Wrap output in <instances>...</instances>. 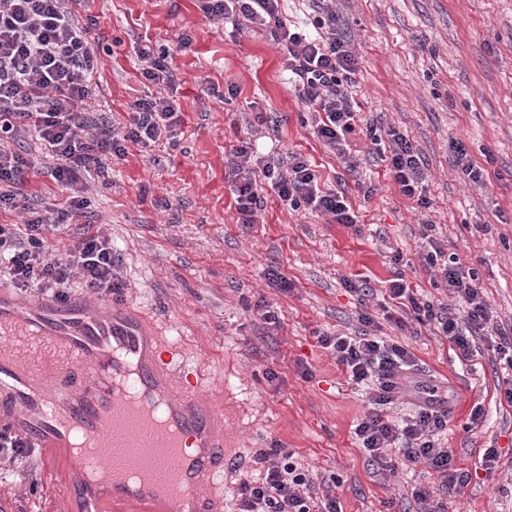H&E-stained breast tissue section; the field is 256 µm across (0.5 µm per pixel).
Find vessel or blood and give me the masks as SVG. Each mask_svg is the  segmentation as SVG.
I'll return each mask as SVG.
<instances>
[{
  "label": "vessel or blood",
  "instance_id": "b4317fda",
  "mask_svg": "<svg viewBox=\"0 0 512 512\" xmlns=\"http://www.w3.org/2000/svg\"><path fill=\"white\" fill-rule=\"evenodd\" d=\"M180 344L161 339L124 303L19 298L0 289V432L41 448L49 471L68 474L67 512H224V468L231 454L203 370H178ZM163 406L170 434L140 464L133 482L116 478L102 495L72 450L76 435L102 445L109 429Z\"/></svg>",
  "mask_w": 512,
  "mask_h": 512
}]
</instances>
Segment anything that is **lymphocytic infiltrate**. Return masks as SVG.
<instances>
[{
	"label": "lymphocytic infiltrate",
	"mask_w": 512,
	"mask_h": 512,
	"mask_svg": "<svg viewBox=\"0 0 512 512\" xmlns=\"http://www.w3.org/2000/svg\"><path fill=\"white\" fill-rule=\"evenodd\" d=\"M86 2L0 0V210L19 208L31 176L40 171L34 158L15 149L27 140L49 159L61 193L46 210L24 208L23 223L0 224V280L59 300L68 298L76 285L109 296L121 294L126 283L112 254L111 237L87 231L57 254L45 230L67 233L91 205L88 176L105 175L110 162L127 160L132 149L172 139L179 124L174 101L163 93L179 81L173 50L149 45L136 51L138 71L158 86V93L127 103L123 123L88 120L100 60L92 42L96 19L83 24L76 15ZM280 2L205 0L202 10L207 17L230 20L237 30L256 29L270 36L294 76L298 99L317 137L346 167L356 168L358 158L348 138L359 126L352 100L358 66L339 27L336 0H312L317 13L313 37L291 27ZM372 142L382 146L388 175L400 193L429 209L431 202L422 191L423 161L410 138L391 129L385 136H373ZM231 176L238 223H255L266 186L285 210L305 208L331 224L351 227L358 222L345 191L322 188L301 154L260 156L246 143L234 152ZM429 246L426 261L451 300L436 304L422 299L398 270L402 255L393 252L389 263L395 272L387 290L403 312L397 327H405L409 316L432 324L463 363L479 353V341L493 342L512 370V332L495 321L476 271L458 257H445L440 242L431 240ZM357 322L355 332L322 333L317 340L352 385L368 392L370 407L354 429L359 445L382 472L394 471L396 456L423 464L430 478L413 490L415 512H449L453 498L469 483L468 473L458 468L442 439L451 412L449 397L417 379L415 355L379 336L380 325L371 312L360 310ZM408 395L413 398L412 414L396 416L401 397ZM254 462L255 472L245 474L234 491L233 512H342L334 495L318 492L308 467L293 453L266 448L256 452Z\"/></svg>",
	"instance_id": "1"
}]
</instances>
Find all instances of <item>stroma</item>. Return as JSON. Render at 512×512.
Here are the masks:
<instances>
[{
  "label": "stroma",
  "instance_id": "35a3bbf8",
  "mask_svg": "<svg viewBox=\"0 0 512 512\" xmlns=\"http://www.w3.org/2000/svg\"><path fill=\"white\" fill-rule=\"evenodd\" d=\"M336 11L358 56L354 108L364 125L409 136L424 161L430 209L399 193L365 133L350 140L360 159L354 172L318 140L265 32L208 18L199 0H92L90 15L116 44L101 58L94 119H122L130 100L153 93L136 69L137 46L150 44L174 50L181 123L172 143L113 162L110 186L91 194L86 223L69 234L88 226L111 235L126 282L122 301L206 373L236 450L225 495L252 469L254 452L276 444L309 467L342 512H413L423 465L377 474L354 435L367 398L317 342L322 332H351L364 306L383 337L409 346L420 378L451 394L448 446L473 474L456 498L459 512H512V494L501 491L512 482V402L497 354L485 346L474 365H461L432 325L411 319L397 328L401 310L385 291L397 251L419 295L445 300L425 261L428 219L446 252L476 270L498 324L512 328V0H336ZM184 34L192 43L180 51ZM259 113L278 122L250 133ZM454 138L483 168L482 182L459 179ZM246 139L264 154L276 146L308 159L321 183L347 192L358 224L287 212L271 192L256 223H237L229 173ZM360 183L374 194L363 197ZM275 271L290 292L273 282ZM361 278L373 289L365 301L344 285ZM260 301L279 325L260 320ZM476 405L484 419L470 431ZM492 445L502 457L490 477L479 465ZM16 466L22 476L0 468V512H61L65 477L47 475L37 454Z\"/></svg>",
  "mask_w": 512,
  "mask_h": 512
}]
</instances>
